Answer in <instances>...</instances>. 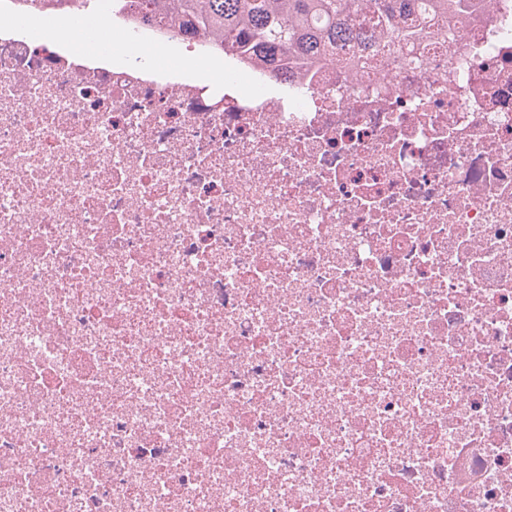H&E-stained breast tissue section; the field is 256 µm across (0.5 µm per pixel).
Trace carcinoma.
<instances>
[{"mask_svg": "<svg viewBox=\"0 0 512 512\" xmlns=\"http://www.w3.org/2000/svg\"><path fill=\"white\" fill-rule=\"evenodd\" d=\"M161 26L194 35L249 65L279 72L335 61L374 67L397 53L418 65L430 46H448L480 0H124Z\"/></svg>", "mask_w": 512, "mask_h": 512, "instance_id": "cac0c4a2", "label": "carcinoma"}]
</instances>
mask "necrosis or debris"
Returning <instances> with one entry per match:
<instances>
[{
  "mask_svg": "<svg viewBox=\"0 0 512 512\" xmlns=\"http://www.w3.org/2000/svg\"><path fill=\"white\" fill-rule=\"evenodd\" d=\"M0 512H512V0L277 75L0 0Z\"/></svg>",
  "mask_w": 512,
  "mask_h": 512,
  "instance_id": "4bbe7bcc",
  "label": "necrosis or debris"
}]
</instances>
